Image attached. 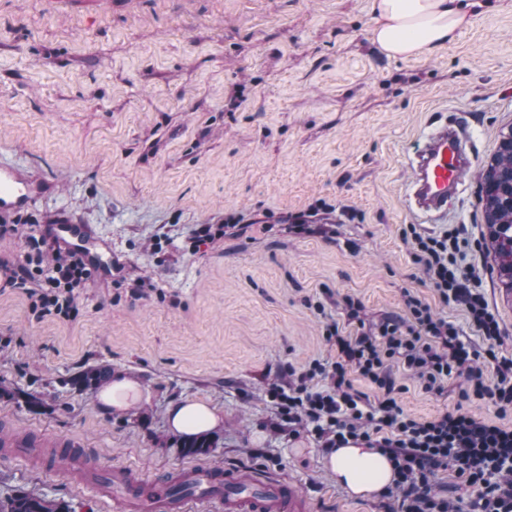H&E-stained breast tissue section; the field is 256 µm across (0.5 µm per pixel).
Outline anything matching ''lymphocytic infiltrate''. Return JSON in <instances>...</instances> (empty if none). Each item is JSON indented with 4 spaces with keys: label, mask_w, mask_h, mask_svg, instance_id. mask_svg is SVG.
Returning a JSON list of instances; mask_svg holds the SVG:
<instances>
[{
    "label": "lymphocytic infiltrate",
    "mask_w": 512,
    "mask_h": 512,
    "mask_svg": "<svg viewBox=\"0 0 512 512\" xmlns=\"http://www.w3.org/2000/svg\"><path fill=\"white\" fill-rule=\"evenodd\" d=\"M25 244V264L0 259V272L28 291L34 311L71 318L75 291L93 281L84 259L63 247L44 224L31 225ZM411 244L415 264L441 301L462 305L488 348L473 349L453 324L410 295L407 317H388L354 334L338 322L327 323L324 337L335 347L336 360L312 361L288 385L271 386L268 398L283 422L310 429L325 451L362 441L387 455L394 484L386 495L396 501L398 512H463L459 501L433 492L432 479L441 470L475 488L472 512H512V429L475 420L459 409L418 420L398 404L401 388L391 374L395 365L433 394L443 393L449 375H457L462 399L487 398L499 414L512 412V360H497L493 345L502 335L499 320L485 295L469 288L460 274L463 240L450 229L412 233ZM485 358L496 362L498 385L486 382ZM354 373L378 390L377 402L354 389Z\"/></svg>",
    "instance_id": "lymphocytic-infiltrate-1"
}]
</instances>
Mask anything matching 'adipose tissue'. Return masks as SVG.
<instances>
[{"label": "adipose tissue", "mask_w": 512, "mask_h": 512, "mask_svg": "<svg viewBox=\"0 0 512 512\" xmlns=\"http://www.w3.org/2000/svg\"><path fill=\"white\" fill-rule=\"evenodd\" d=\"M374 42L389 56L424 58L453 42L471 21L464 0H372ZM221 410L209 404L182 400L168 407L171 431L187 435L222 425ZM328 468L356 497L380 495L393 481L388 457L355 443L333 450Z\"/></svg>", "instance_id": "obj_1"}]
</instances>
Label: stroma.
I'll return each mask as SVG.
<instances>
[{
	"mask_svg": "<svg viewBox=\"0 0 512 512\" xmlns=\"http://www.w3.org/2000/svg\"><path fill=\"white\" fill-rule=\"evenodd\" d=\"M371 0H0V163L57 187L11 224L65 214L91 225L126 272L156 286L136 299L117 280L86 289L66 320L39 314L0 279V419L74 439L96 468L168 480L184 468H258L297 484L309 512H386L351 496L307 429L290 432L267 399L289 369L334 358L326 323L365 324L427 303L484 349L462 308L444 304L403 232L464 228L459 261L497 313L498 358L512 359V297L497 278L478 204L464 191L442 224H417L405 202V158L432 122L461 115L474 163L512 125V0H481L457 39L425 58H394L372 41ZM242 230L204 254L199 224ZM168 237L162 251L155 237ZM107 366L149 395L102 411L72 378ZM398 402L428 420L463 407L512 428L489 399L425 392L401 368ZM217 406L212 448L187 456L168 429L175 399ZM0 458V497L18 491L114 512L62 474Z\"/></svg>",
	"mask_w": 512,
	"mask_h": 512,
	"instance_id": "stroma-1",
	"label": "stroma"
}]
</instances>
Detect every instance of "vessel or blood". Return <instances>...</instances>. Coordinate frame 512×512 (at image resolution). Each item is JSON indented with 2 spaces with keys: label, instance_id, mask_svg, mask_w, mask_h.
<instances>
[{
  "label": "vessel or blood",
  "instance_id": "b4317fda",
  "mask_svg": "<svg viewBox=\"0 0 512 512\" xmlns=\"http://www.w3.org/2000/svg\"><path fill=\"white\" fill-rule=\"evenodd\" d=\"M473 161L468 127L460 118H452L422 135L407 157L411 173L405 193L408 209L421 222H442L462 192L463 176ZM51 187V182L26 177L14 167L1 165L0 213L10 214L28 207ZM50 231L67 246L83 253L95 277L109 275L112 250L99 240L90 225L77 224L62 216L51 224ZM49 442L68 455L71 466L66 477L78 488L108 494L138 512H168L172 507L184 512L185 502L170 501L164 481L142 477L124 467L113 468L109 481H102L70 438L61 436L49 441L27 430L0 432V449L29 463L36 457V449ZM187 478L200 489L195 502L209 507L210 512H306L308 508L306 497L293 482L259 470L197 467L188 472Z\"/></svg>",
  "mask_w": 512,
  "mask_h": 512
}]
</instances>
